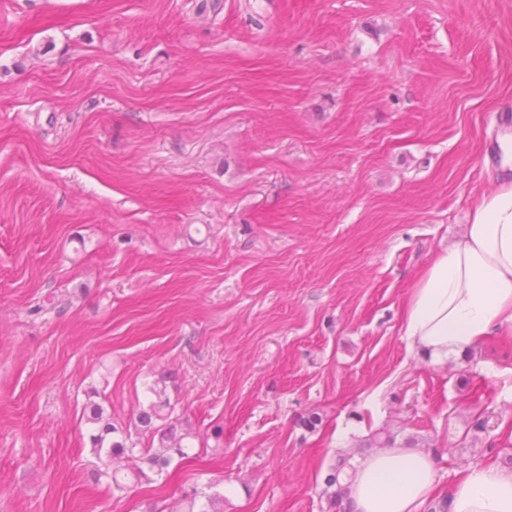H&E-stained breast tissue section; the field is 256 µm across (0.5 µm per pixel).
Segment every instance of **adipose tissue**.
Masks as SVG:
<instances>
[{
    "instance_id": "ef3b65f1",
    "label": "adipose tissue",
    "mask_w": 512,
    "mask_h": 512,
    "mask_svg": "<svg viewBox=\"0 0 512 512\" xmlns=\"http://www.w3.org/2000/svg\"><path fill=\"white\" fill-rule=\"evenodd\" d=\"M512 327V184L485 196L463 236L415 284L403 333L432 364ZM356 512H420L437 480L423 451L388 448L356 458L346 475ZM448 512H512V474L471 468Z\"/></svg>"
}]
</instances>
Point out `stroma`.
I'll list each match as a JSON object with an SVG mask.
<instances>
[{
    "mask_svg": "<svg viewBox=\"0 0 512 512\" xmlns=\"http://www.w3.org/2000/svg\"><path fill=\"white\" fill-rule=\"evenodd\" d=\"M507 109L512 0H0V512H328L377 433L512 473V331L402 332ZM158 381L198 456L108 490L84 407L149 447Z\"/></svg>",
    "mask_w": 512,
    "mask_h": 512,
    "instance_id": "stroma-1",
    "label": "stroma"
}]
</instances>
